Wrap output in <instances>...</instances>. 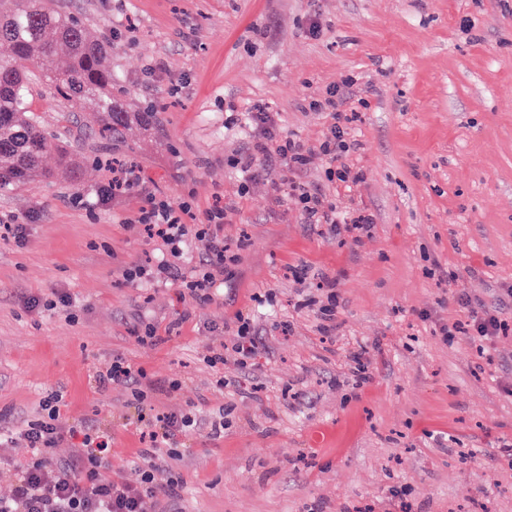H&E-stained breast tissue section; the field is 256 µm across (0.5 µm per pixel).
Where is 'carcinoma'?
Masks as SVG:
<instances>
[{
	"label": "carcinoma",
	"instance_id": "1",
	"mask_svg": "<svg viewBox=\"0 0 512 512\" xmlns=\"http://www.w3.org/2000/svg\"><path fill=\"white\" fill-rule=\"evenodd\" d=\"M0 45L9 49L0 58V188L36 181L71 179L83 161L69 150L63 127L51 129L32 109L36 78L26 65L39 67L40 78L65 101V122L98 125L119 137L129 123L159 126L155 104L148 112H130L124 91L112 90L109 51L98 36L56 0H0ZM53 154L55 166H44Z\"/></svg>",
	"mask_w": 512,
	"mask_h": 512
}]
</instances>
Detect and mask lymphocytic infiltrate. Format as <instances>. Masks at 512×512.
I'll list each match as a JSON object with an SVG mask.
<instances>
[{
    "label": "lymphocytic infiltrate",
    "mask_w": 512,
    "mask_h": 512,
    "mask_svg": "<svg viewBox=\"0 0 512 512\" xmlns=\"http://www.w3.org/2000/svg\"><path fill=\"white\" fill-rule=\"evenodd\" d=\"M351 95L352 84L346 79L333 84L322 98L309 103L310 109L332 115L320 144V150L327 158L324 174L327 181L344 185L362 179L361 174L352 172L344 162L349 151L357 146L351 132L354 123L360 119L358 112L346 108ZM247 121L254 127L256 135L232 161L244 180L253 179L262 167L280 163L286 171L281 186L287 195L297 199L304 223L328 235L338 234L343 228L360 235L369 233L374 222L371 212L363 208L339 209L325 195L301 180L300 174L308 163L310 149L301 141L282 137L267 106H253L247 113ZM188 212V205L175 206L152 197L147 207L140 209L137 222L150 236L159 238L170 255L168 261L158 266L156 279L181 282L192 297L208 300L229 266L236 262L237 255L224 242L222 224L185 223L184 216ZM191 235L208 239L210 248L206 259L185 273L177 260L182 256L185 239ZM503 295V302L490 307L473 306L470 296L459 295L457 302L466 310L467 318L450 326L441 325L442 335H463L487 341L506 332L508 324L502 312L505 299H512V289H504ZM43 409L42 418L28 424L24 431L34 456L16 473L11 496L0 497V512H144L147 501L161 496L168 502H175V484L159 488L152 466L143 467L139 480L133 484L106 478L104 471L109 462L103 454L108 446L105 437L88 425L64 426L57 397H47ZM201 427L192 412L173 411L156 417L148 436L152 447L166 449L168 457L174 460L178 457L170 447L174 437ZM76 434L81 435L82 446L72 457L54 462L48 460L50 449Z\"/></svg>",
    "instance_id": "obj_1"
}]
</instances>
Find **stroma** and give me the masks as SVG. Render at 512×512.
<instances>
[{
    "label": "stroma",
    "instance_id": "obj_1",
    "mask_svg": "<svg viewBox=\"0 0 512 512\" xmlns=\"http://www.w3.org/2000/svg\"><path fill=\"white\" fill-rule=\"evenodd\" d=\"M59 3L111 47L112 84L135 110H162L149 135L78 132L71 150L102 162L79 179L0 189V218L26 227L0 239V496L32 455L27 423L58 393L63 424L111 435L118 482L138 480L150 446L141 414L223 421L177 435L179 460L156 451L157 484L180 480L179 512H394L395 489L411 512H512V330L439 332L466 317L457 294L491 305L512 285V0ZM345 77L368 102L346 157L363 179L348 188L324 177L330 114L308 108ZM257 102L312 148L303 181L371 210L370 236L303 224L277 170L241 192L227 159L252 138ZM113 157L139 184L100 205ZM149 193L190 203V224L226 209L239 259L210 300L126 278L163 258L134 222ZM240 315L261 340L245 369L231 350ZM149 326L158 343L143 341ZM118 357L144 370L145 401L99 386Z\"/></svg>",
    "mask_w": 512,
    "mask_h": 512
}]
</instances>
